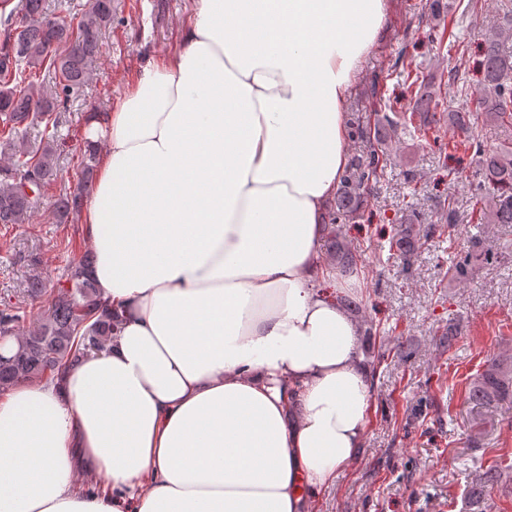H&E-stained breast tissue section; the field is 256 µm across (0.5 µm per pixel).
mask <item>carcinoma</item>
<instances>
[{"instance_id": "obj_1", "label": "carcinoma", "mask_w": 512, "mask_h": 512, "mask_svg": "<svg viewBox=\"0 0 512 512\" xmlns=\"http://www.w3.org/2000/svg\"><path fill=\"white\" fill-rule=\"evenodd\" d=\"M480 0H457L446 6L432 0L430 18L425 22L431 41L454 50L456 63L448 70L447 82L461 80L459 71L466 66L460 53V36L455 31L451 10L473 11ZM0 224H26L43 204L44 189L56 177L57 125L52 116L64 108L72 94L91 79L100 51L102 31L112 25V0H91L88 12L76 25L51 17L44 0H21L17 10L0 18ZM512 18L505 27H493L485 35L481 59L483 72L479 96L483 111L453 109L441 92L435 77L417 65L403 47L392 67L399 72L405 92L413 100L412 111L398 110L386 96L383 80L374 77L369 98L374 112L382 116L374 122L355 121L357 131L369 143L366 155L353 160L340 180L330 204L328 237L330 256L343 276L357 272L361 257L341 235V225L355 223L366 209L364 187L380 177L389 160L392 138L402 133L414 140L430 131H439L448 123L464 134L483 117L512 125ZM52 125L46 130L43 145L32 148L26 129L34 123ZM464 145L481 159L477 173L475 203L482 205L494 224H512V144L493 149L484 142L467 140ZM34 189L28 194L26 188ZM83 191L76 189L58 199L60 219L80 210ZM458 214L448 201L439 215L438 225L421 224L412 215L399 225L390 240L394 258L410 261L421 237L439 231L454 240ZM493 255L479 250L466 251L452 259L448 273L459 281L473 267L489 264ZM91 254H85L65 271V281L48 300V314L36 329L19 332L22 315L10 307L0 309V336L16 339V348L8 356L0 355V390L19 381L40 382L66 371L79 356L103 348L112 337V309L102 301L91 275ZM470 399L480 407L512 402V364L493 363L476 377Z\"/></svg>"}]
</instances>
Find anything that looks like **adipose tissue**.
I'll use <instances>...</instances> for the list:
<instances>
[{"instance_id": "1", "label": "adipose tissue", "mask_w": 512, "mask_h": 512, "mask_svg": "<svg viewBox=\"0 0 512 512\" xmlns=\"http://www.w3.org/2000/svg\"><path fill=\"white\" fill-rule=\"evenodd\" d=\"M392 5L195 0L182 50L88 122L79 221L114 330L0 401V512H310L357 461L363 325L322 243Z\"/></svg>"}]
</instances>
